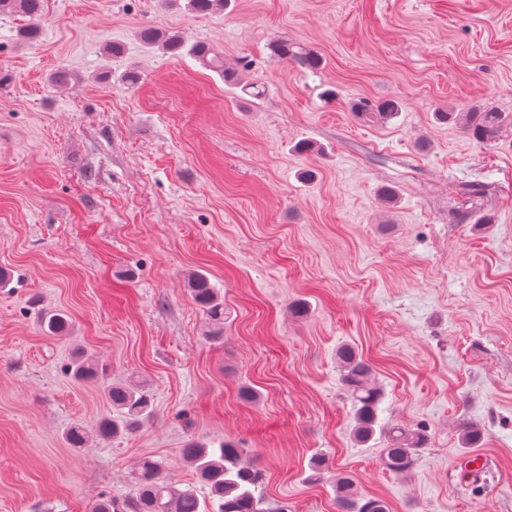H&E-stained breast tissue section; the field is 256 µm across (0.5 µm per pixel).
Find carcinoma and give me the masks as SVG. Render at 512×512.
Segmentation results:
<instances>
[{"instance_id": "carcinoma-1", "label": "carcinoma", "mask_w": 512, "mask_h": 512, "mask_svg": "<svg viewBox=\"0 0 512 512\" xmlns=\"http://www.w3.org/2000/svg\"><path fill=\"white\" fill-rule=\"evenodd\" d=\"M226 3L227 0H187V9L194 14L205 15L224 9ZM43 9L44 0H0V14L19 13L28 18L19 35L29 42L39 37ZM140 38L145 44L159 47L167 53L187 51L203 65L220 73L227 86L234 87L241 82L239 71L224 66V58L202 41L191 43L179 31H163L154 27L143 28ZM272 52L277 59H289L306 70L321 68V58L296 42L278 40L273 44ZM397 112L398 103L388 100L374 109L362 107L357 115L368 120H387ZM436 116L447 122L463 121L465 131L482 144L496 141L504 127L512 125L511 113L494 108L470 112L441 110ZM188 290L211 321L224 324V302L219 299L207 275L201 272L193 274L188 281ZM41 327L49 336H63L70 327V318L62 312L47 313L41 319ZM336 358L341 383L351 396L355 410V439L366 444L375 435H382L386 440L383 458L387 468L408 472L427 443L425 431L399 427L376 431L377 410L383 390L370 383L372 367L349 345L340 347ZM71 372L75 379L86 382L97 381L102 374L96 364L80 356L73 360ZM103 396L112 414L101 417L96 423L94 432L101 440H109L122 432L137 431L153 412V397L143 381L109 383L103 388ZM88 437L87 428L77 424L66 430L64 439L72 448H83ZM244 454L245 450L233 440H225L216 448L191 440L181 449V455L209 488V499H200L190 486L178 487L157 462L145 458L138 467L134 493L121 501L99 499L92 505L91 512H288L283 507L273 509L266 506L259 491L262 474L242 461ZM336 505L339 512H389L385 501L358 492L348 476L336 479Z\"/></svg>"}]
</instances>
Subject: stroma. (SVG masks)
Listing matches in <instances>:
<instances>
[{
	"label": "stroma",
	"mask_w": 512,
	"mask_h": 512,
	"mask_svg": "<svg viewBox=\"0 0 512 512\" xmlns=\"http://www.w3.org/2000/svg\"><path fill=\"white\" fill-rule=\"evenodd\" d=\"M25 23L0 15V512H90L133 493L145 456L207 497L179 453L191 439L248 448L289 512H337L340 473L390 512H512V129L487 146L434 117L512 113V0H231L203 16L45 0L37 42ZM147 25L209 43L249 89L144 46ZM281 38L322 69L272 57ZM385 100L401 105L390 120L356 116ZM196 271L224 302L217 341ZM48 312L69 336L42 332ZM345 344L384 391L379 426L425 430L410 472L386 468L382 440L354 441ZM79 349L101 381L73 378ZM133 376L155 400L143 427L68 447L70 425L107 413L103 384ZM318 455L330 469L313 482Z\"/></svg>",
	"instance_id": "1"
}]
</instances>
